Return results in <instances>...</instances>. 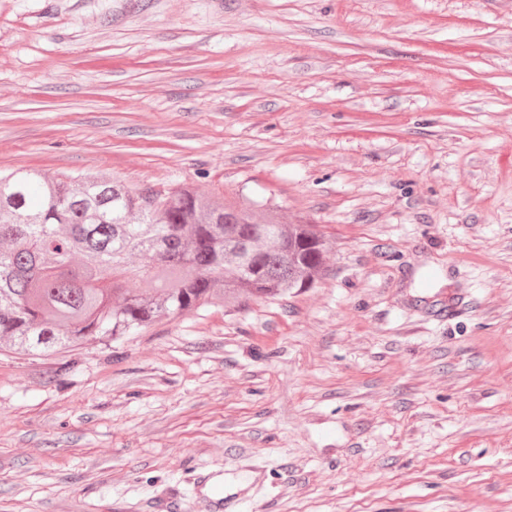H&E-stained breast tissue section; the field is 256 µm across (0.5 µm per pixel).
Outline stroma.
Listing matches in <instances>:
<instances>
[{
    "mask_svg": "<svg viewBox=\"0 0 512 512\" xmlns=\"http://www.w3.org/2000/svg\"><path fill=\"white\" fill-rule=\"evenodd\" d=\"M16 169L332 250L277 301L0 350V512H207L201 468L233 512H512V0H0Z\"/></svg>",
    "mask_w": 512,
    "mask_h": 512,
    "instance_id": "stroma-1",
    "label": "stroma"
}]
</instances>
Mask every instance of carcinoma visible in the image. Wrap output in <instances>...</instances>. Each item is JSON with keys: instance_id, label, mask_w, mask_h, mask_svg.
Returning <instances> with one entry per match:
<instances>
[{"instance_id": "carcinoma-1", "label": "carcinoma", "mask_w": 512, "mask_h": 512, "mask_svg": "<svg viewBox=\"0 0 512 512\" xmlns=\"http://www.w3.org/2000/svg\"><path fill=\"white\" fill-rule=\"evenodd\" d=\"M0 348L50 355L118 342L163 317L313 286L331 251L314 224H281L190 186L0 175Z\"/></svg>"}]
</instances>
